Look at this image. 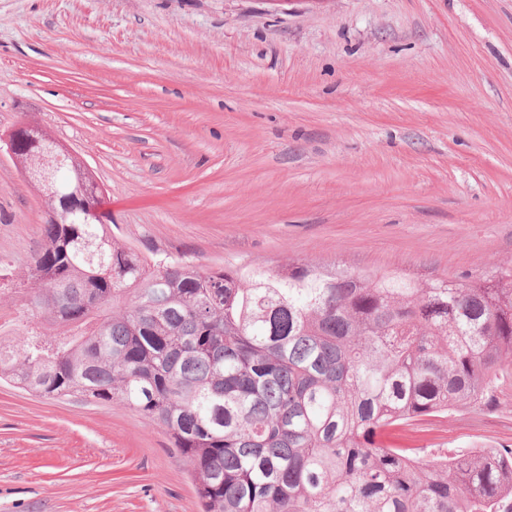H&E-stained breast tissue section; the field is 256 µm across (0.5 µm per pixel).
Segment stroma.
Segmentation results:
<instances>
[{"instance_id": "obj_1", "label": "stroma", "mask_w": 512, "mask_h": 512, "mask_svg": "<svg viewBox=\"0 0 512 512\" xmlns=\"http://www.w3.org/2000/svg\"><path fill=\"white\" fill-rule=\"evenodd\" d=\"M27 122L145 254L415 281L512 264V0H0V336L32 322L14 290L47 218L1 140ZM393 442L512 448V411ZM0 512L199 503L128 406L0 383Z\"/></svg>"}]
</instances>
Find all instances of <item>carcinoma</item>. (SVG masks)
Listing matches in <instances>:
<instances>
[{"instance_id":"obj_1","label":"carcinoma","mask_w":512,"mask_h":512,"mask_svg":"<svg viewBox=\"0 0 512 512\" xmlns=\"http://www.w3.org/2000/svg\"><path fill=\"white\" fill-rule=\"evenodd\" d=\"M17 289L40 317L0 336V380L120 402L163 427L202 512H512V448L450 456L387 432L511 409L512 265L468 283L313 263L203 267L120 244L76 158Z\"/></svg>"}]
</instances>
